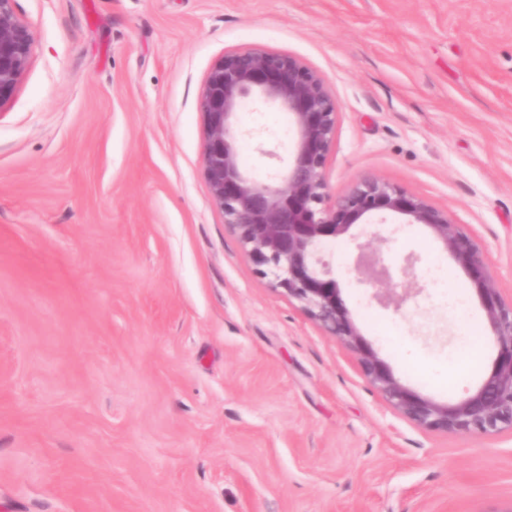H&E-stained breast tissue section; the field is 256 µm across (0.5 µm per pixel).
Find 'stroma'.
Returning a JSON list of instances; mask_svg holds the SVG:
<instances>
[{"instance_id":"35a3bbf8","label":"stroma","mask_w":512,"mask_h":512,"mask_svg":"<svg viewBox=\"0 0 512 512\" xmlns=\"http://www.w3.org/2000/svg\"><path fill=\"white\" fill-rule=\"evenodd\" d=\"M29 67L0 108V512H512V431L400 415L356 356L275 290L203 166L207 74L294 56L338 105L330 197L377 177L447 211L512 300V0H16ZM286 112L246 102L242 162L283 173ZM323 258L394 374L437 383L495 338L420 226L368 224ZM379 253L402 309L353 269ZM414 266H407V259ZM462 295V332L449 296ZM481 366L480 358L463 349L457 352L448 365L441 371L442 380H451L467 373H473Z\"/></svg>"}]
</instances>
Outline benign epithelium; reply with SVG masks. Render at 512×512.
Here are the masks:
<instances>
[{
  "mask_svg": "<svg viewBox=\"0 0 512 512\" xmlns=\"http://www.w3.org/2000/svg\"><path fill=\"white\" fill-rule=\"evenodd\" d=\"M33 35L0 0V108L12 98L31 60ZM258 99L288 113L297 138L276 184L253 178L241 162L236 128L243 103ZM205 118L203 164L211 198L224 223L273 287L297 300L307 315L358 357L364 376L403 416L434 432H496L512 428V303L504 300L474 239L448 212L377 177L357 180L332 200L324 171L338 107L322 76L296 57L259 50L224 54L211 67L200 102ZM395 214L428 228L464 271L496 338L491 369L476 390L440 403L403 384L364 336L340 282L319 255L327 244L375 215ZM373 298L400 303L388 267L370 262Z\"/></svg>",
  "mask_w": 512,
  "mask_h": 512,
  "instance_id": "obj_1",
  "label": "benign epithelium"
}]
</instances>
